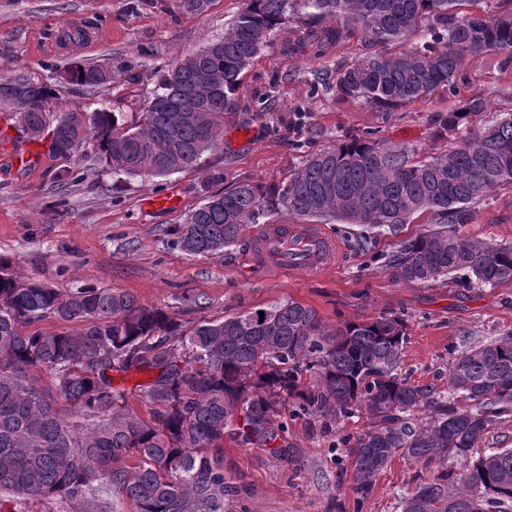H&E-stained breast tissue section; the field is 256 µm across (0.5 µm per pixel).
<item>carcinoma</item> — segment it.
<instances>
[{"mask_svg":"<svg viewBox=\"0 0 512 512\" xmlns=\"http://www.w3.org/2000/svg\"><path fill=\"white\" fill-rule=\"evenodd\" d=\"M356 32L399 45L336 66L315 84L339 102L359 101L388 117L453 84L467 55L512 57V11L491 0H243L224 36L159 75L135 126L114 112L55 115L54 88L0 76V109L29 140L82 164L61 185L98 170L163 178L199 165L216 145L224 113L253 60L280 39L320 58ZM67 82H112V66L76 62ZM438 153L364 134L300 161L279 181L240 180L209 195L172 230L189 256L237 245L254 224L277 216L321 223L400 226L426 214L437 229L402 239L387 264L397 283L431 285L461 273L477 288L512 283V244L474 240L476 206L512 187V113L488 115L471 98L438 111ZM45 319L75 331H21ZM406 321L381 313L330 331L292 299L187 327L118 288L68 295L24 282L0 258V503L56 500L64 512H228L237 486L224 476V437L286 460L289 421L369 428L341 437L356 491L402 455L442 469L403 498L401 512H512V448L473 458L490 426L512 416V332L454 352L445 386L402 374ZM150 406V420L130 406ZM465 463L462 471L450 461Z\"/></svg>","mask_w":512,"mask_h":512,"instance_id":"obj_1","label":"carcinoma"}]
</instances>
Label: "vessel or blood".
Segmentation results:
<instances>
[{
    "label": "vessel or blood",
    "instance_id": "1",
    "mask_svg": "<svg viewBox=\"0 0 512 512\" xmlns=\"http://www.w3.org/2000/svg\"><path fill=\"white\" fill-rule=\"evenodd\" d=\"M0 146L10 153L15 168L35 165L46 154L44 143L33 142L14 146L7 129H0ZM256 261L275 271H319L331 264L336 256V244L317 224L268 226L252 244Z\"/></svg>",
    "mask_w": 512,
    "mask_h": 512
}]
</instances>
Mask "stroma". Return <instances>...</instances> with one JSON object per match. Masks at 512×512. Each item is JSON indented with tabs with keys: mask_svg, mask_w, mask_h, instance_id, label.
Segmentation results:
<instances>
[{
	"mask_svg": "<svg viewBox=\"0 0 512 512\" xmlns=\"http://www.w3.org/2000/svg\"><path fill=\"white\" fill-rule=\"evenodd\" d=\"M240 6V0H212L198 15L183 11L177 0H0V74L53 85V111L103 107L132 125L154 93L156 71L223 36ZM75 30L84 32L82 41H69ZM374 51L358 34L321 59L288 53L277 44L267 48L244 75L238 109L225 114L216 147L197 168L163 179L103 172L61 188L55 174L63 159L48 154L17 172L0 150V256L11 259L23 280L64 294L85 286L117 288L191 323L288 299L311 307L331 330L392 313L407 323L402 368L410 381L422 385L445 377L451 350L512 331V284L478 290L445 277L428 287L392 282L387 262L398 236L424 231L425 218L404 225L397 236L353 224L325 225L338 253L320 272L258 267L247 242L192 257L175 248L169 234L206 192L242 178L280 180L301 157L347 137L373 130L383 139L429 151L428 120L436 111L480 96L488 99L491 112H512V58L504 55L465 57L453 89L386 118L368 105L340 103L312 87L314 71L332 72L337 63ZM107 60L115 77L105 86L91 89L56 79L72 62ZM217 173L222 181H214ZM172 190L180 196L178 207L147 206L149 197ZM507 200L506 193H493L463 233L512 243ZM363 426L359 418L339 427L296 420L286 460L225 439L224 475L245 489L247 512H400L402 498L427 482L429 471L395 457L374 477L372 492L359 498L354 469L333 444L341 432Z\"/></svg>",
	"mask_w": 512,
	"mask_h": 512,
	"instance_id": "obj_1",
	"label": "stroma"
}]
</instances>
